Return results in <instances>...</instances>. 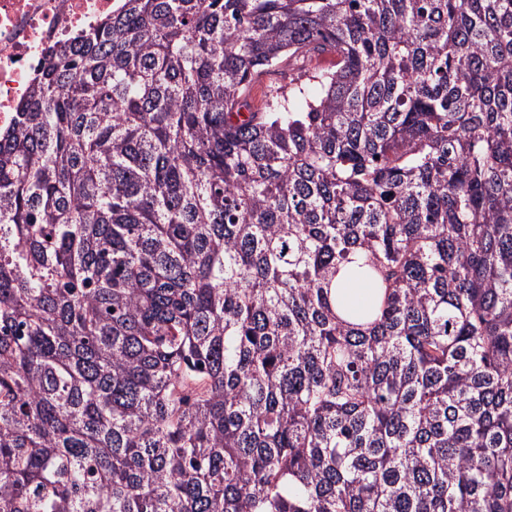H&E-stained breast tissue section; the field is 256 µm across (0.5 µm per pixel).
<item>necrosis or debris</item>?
Returning <instances> with one entry per match:
<instances>
[{
    "mask_svg": "<svg viewBox=\"0 0 512 512\" xmlns=\"http://www.w3.org/2000/svg\"><path fill=\"white\" fill-rule=\"evenodd\" d=\"M115 0H0V126L38 75L48 47L69 42L110 17Z\"/></svg>",
    "mask_w": 512,
    "mask_h": 512,
    "instance_id": "4bbe7bcc",
    "label": "necrosis or debris"
}]
</instances>
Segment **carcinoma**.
Masks as SVG:
<instances>
[{
	"label": "carcinoma",
	"mask_w": 512,
	"mask_h": 512,
	"mask_svg": "<svg viewBox=\"0 0 512 512\" xmlns=\"http://www.w3.org/2000/svg\"><path fill=\"white\" fill-rule=\"evenodd\" d=\"M40 71L0 512H512V0H120ZM304 74V71L288 69V65H284L280 68L277 75L264 77L260 82L255 84L252 90V96L249 99L251 106L259 107L265 95L269 93L270 90L282 88L288 92V87L292 86L290 84L292 79H294L292 83L308 82ZM353 263L348 264L336 277V309L341 315L351 312H360L378 304L375 288H370L368 283L346 272L354 270V266L360 263V256H351Z\"/></svg>",
	"instance_id": "obj_1"
}]
</instances>
